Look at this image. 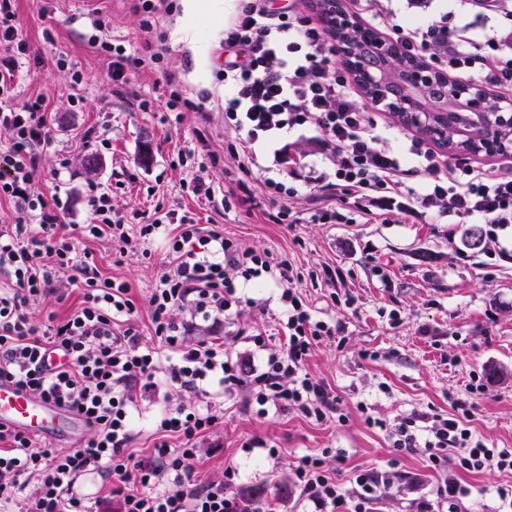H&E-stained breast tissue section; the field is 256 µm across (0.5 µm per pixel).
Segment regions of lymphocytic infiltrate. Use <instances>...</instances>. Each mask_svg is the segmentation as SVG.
Masks as SVG:
<instances>
[{
  "mask_svg": "<svg viewBox=\"0 0 512 512\" xmlns=\"http://www.w3.org/2000/svg\"><path fill=\"white\" fill-rule=\"evenodd\" d=\"M386 0H352L358 14L414 56H431L449 73L499 90L512 91V29L474 43L466 28L440 15L420 25H402ZM11 0H0V202L25 214L28 224L0 229V378L15 380L35 395L78 414L90 434L77 448H55L0 425V505L24 503V512H87L74 490L78 477L95 472L107 480L120 512H255L234 492V466L222 479L197 484L188 462L213 433L223 412L214 398L245 390L243 403L259 417L293 410L316 421L335 418L341 401L306 362L322 340L342 337L339 320L313 315L294 288L292 264L273 251L245 249L218 225L202 226L188 214L161 217L140 213L137 231L114 213L108 193L88 199L91 220L62 224L32 186L39 145L52 130L43 97L15 105L19 61L28 47L18 36ZM224 66L217 72L228 88L224 127L232 132L227 159L242 177L229 188L240 206L253 210L256 196L279 202L275 222L368 224L374 210L412 213L442 209L448 238L459 224H482L489 256L512 260V165L472 167L445 161L423 141L401 148L356 98L350 71L336 62V45L320 21L293 5L274 0H240L224 27ZM313 130L321 153L334 167L314 206L299 215L288 209L295 189L285 181H244L249 150L276 131ZM416 158L407 166L405 155ZM424 192L408 184L416 175ZM147 246L162 240L169 261L151 291L150 320L168 357L143 346L130 322L135 306L126 282L102 276L80 249L82 239H105L126 254L132 238ZM80 292L79 306L65 317L49 313L36 324L29 306L53 292L59 274ZM268 279L280 290L285 320L282 336L259 365L243 367L216 340L187 343L197 321L215 326L234 322L247 300L250 282ZM179 395L167 404L156 427L154 458L137 459L129 447L138 408L132 389L151 395L159 385ZM397 451L424 450L432 468L478 472L488 465L512 472V451L487 447L465 421L433 412H414L391 431ZM330 449L300 457L294 483L310 512H336L345 502L343 484L327 465ZM35 477L34 488L20 483ZM169 489H161L162 479Z\"/></svg>",
  "mask_w": 512,
  "mask_h": 512,
  "instance_id": "lymphocytic-infiltrate-1",
  "label": "lymphocytic infiltrate"
}]
</instances>
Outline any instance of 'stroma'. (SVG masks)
I'll return each mask as SVG.
<instances>
[{"instance_id":"35a3bbf8","label":"stroma","mask_w":512,"mask_h":512,"mask_svg":"<svg viewBox=\"0 0 512 512\" xmlns=\"http://www.w3.org/2000/svg\"><path fill=\"white\" fill-rule=\"evenodd\" d=\"M177 10L158 21L164 43V71L130 75L126 88L112 81V71L88 43L91 36L147 54L155 36L143 32L133 0H15L20 37L29 46L19 73L18 101L44 94L53 142L40 154L41 175L35 189L60 212L63 223L89 220L91 192L108 190L112 206L122 215L137 211L182 209L203 225L216 224L241 247L268 249L286 256L304 277L296 287L316 315L345 323V340L319 343L308 363L309 372L329 384L342 400L344 420L317 422L293 411L259 418L246 410L240 396L223 399L224 420L213 440L223 450L200 453L192 460L194 480L205 483L224 475L225 463L238 469L236 492L259 494L275 512H303L305 505L292 483L300 456L325 448L341 450L344 459L336 472L349 483L355 471H390L394 484L382 488L373 512H416L428 499L434 512L446 505L437 488L447 472L431 471L418 452L392 448L384 432L413 412L451 413L453 401L473 403L469 427L488 447L512 449V263L486 259L472 252L461 258L457 246L442 235L447 222L440 209L425 210L404 224H296L267 221L278 206L263 198L252 214L230 208L215 210L212 203L192 194L193 177H201L223 197V166H211L208 155L225 156L229 138L224 133V85L211 57L224 38V24L234 14L236 0H204L199 11L176 0ZM100 11L105 29L95 30L89 17ZM451 13L453 23L469 29L478 43L497 30L500 17L479 15L469 0H432L429 13ZM69 64L57 66L58 55ZM177 72L184 96L209 95L215 106L200 114L166 111L165 72ZM81 73L74 83L73 73ZM205 131L206 149H198L197 131ZM194 150L179 158L180 149ZM303 155L322 167L312 134L279 132L254 148L253 175L277 180L286 167L276 165L275 151ZM96 159V168L86 166ZM90 263L108 277L126 281L138 315L133 325L150 340L148 299L167 256L162 242L150 250L130 248L118 257L104 240L82 244ZM330 265L342 270V282L311 281L309 268ZM389 286H382L381 277ZM350 294V309L334 306L331 294ZM254 303L235 323L226 325L224 344L232 356L257 363L263 351L248 342L252 329H261L268 344L280 336L278 290L255 284L247 290ZM400 322L391 325L390 312ZM483 392H471L474 382ZM376 425H369V418ZM270 439L275 451L247 448L253 436ZM458 481L468 494L463 512H501L498 488L512 484V474L494 467L463 472Z\"/></svg>"}]
</instances>
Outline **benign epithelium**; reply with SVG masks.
Instances as JSON below:
<instances>
[{"label":"benign epithelium","mask_w":512,"mask_h":512,"mask_svg":"<svg viewBox=\"0 0 512 512\" xmlns=\"http://www.w3.org/2000/svg\"><path fill=\"white\" fill-rule=\"evenodd\" d=\"M394 55V47L378 38L367 55L348 56L350 68L368 73L377 86L370 101H386L405 127L423 130L442 144L473 147L478 144L474 132L480 128L485 139L498 140L499 151L512 149V139L501 138V133L512 131V110L486 88L450 80L425 64L395 69L388 62Z\"/></svg>","instance_id":"7a95c632"}]
</instances>
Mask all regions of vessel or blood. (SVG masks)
Returning a JSON list of instances; mask_svg holds the SVG:
<instances>
[{"label":"vessel or blood","mask_w":512,"mask_h":512,"mask_svg":"<svg viewBox=\"0 0 512 512\" xmlns=\"http://www.w3.org/2000/svg\"><path fill=\"white\" fill-rule=\"evenodd\" d=\"M0 424L36 438L56 440L82 437L87 429L84 416L44 400L8 378H0Z\"/></svg>","instance_id":"b4317fda"}]
</instances>
